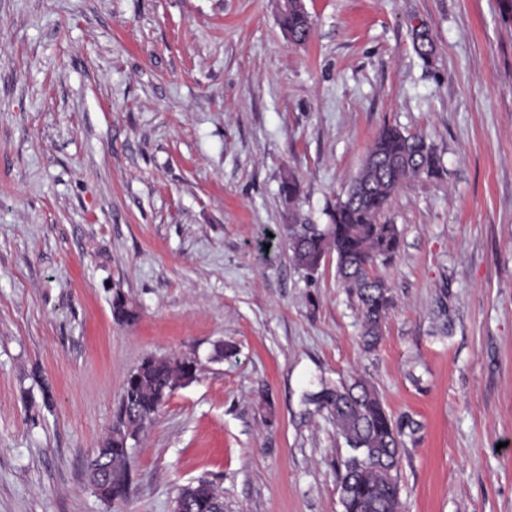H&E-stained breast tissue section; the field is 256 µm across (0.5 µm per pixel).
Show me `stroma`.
Segmentation results:
<instances>
[{
	"label": "stroma",
	"mask_w": 512,
	"mask_h": 512,
	"mask_svg": "<svg viewBox=\"0 0 512 512\" xmlns=\"http://www.w3.org/2000/svg\"><path fill=\"white\" fill-rule=\"evenodd\" d=\"M276 3L0 0V512H174L200 480L224 512H343L347 450L306 397L353 376L401 427L402 512H512V20L304 0L296 44ZM387 124L444 172L380 217L401 247L367 351L335 257L307 274L282 227L328 223ZM149 355L196 377L106 501L87 462ZM112 316L122 324H132L138 319V313L125 295L116 292L112 295Z\"/></svg>",
	"instance_id": "stroma-1"
}]
</instances>
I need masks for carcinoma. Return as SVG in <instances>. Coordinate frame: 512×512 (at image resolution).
<instances>
[{"mask_svg": "<svg viewBox=\"0 0 512 512\" xmlns=\"http://www.w3.org/2000/svg\"><path fill=\"white\" fill-rule=\"evenodd\" d=\"M277 8L279 24L288 39L305 42L310 19L300 0H278ZM413 44L423 60L431 59L434 44L426 32L415 33ZM442 173L432 142L385 126L347 194L329 210L330 223L283 226L291 260L297 267L313 274L326 257H336L337 278L357 300L363 326L360 341L366 350L377 345L392 303L387 283L375 270L377 264L393 260L401 243L397 225L380 223L381 213L406 180ZM281 192L290 203L298 199L300 183L295 174L290 172L283 178ZM112 316L122 324L138 319L137 311L119 292L112 295ZM191 377L186 362L178 357L144 358L122 389L115 421L133 435L144 431L164 400ZM308 401L316 410L330 414L349 448L336 469L344 512H400L401 427L385 409L374 386L356 376L336 386L323 385ZM98 452L96 463L103 474L130 476L127 442L117 435L109 436ZM182 497L189 504L187 512H223L217 487L209 481L190 485Z\"/></svg>", "mask_w": 512, "mask_h": 512, "instance_id": "obj_1", "label": "carcinoma"}]
</instances>
